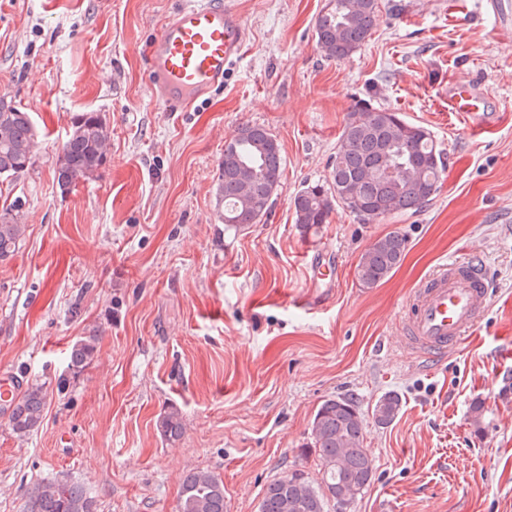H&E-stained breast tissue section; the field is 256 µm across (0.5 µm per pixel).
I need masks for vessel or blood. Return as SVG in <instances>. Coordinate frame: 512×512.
Segmentation results:
<instances>
[{"mask_svg": "<svg viewBox=\"0 0 512 512\" xmlns=\"http://www.w3.org/2000/svg\"><path fill=\"white\" fill-rule=\"evenodd\" d=\"M245 29L225 0H183L152 43L148 60L158 97L170 108L207 95L241 56ZM448 109L472 129L488 127L486 101L467 82L448 89ZM490 289L475 257L440 264L406 302L402 342L435 361L460 345L483 321Z\"/></svg>", "mask_w": 512, "mask_h": 512, "instance_id": "vessel-or-blood-1", "label": "vessel or blood"}]
</instances>
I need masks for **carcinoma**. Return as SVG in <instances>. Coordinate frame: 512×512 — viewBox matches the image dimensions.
<instances>
[{
    "label": "carcinoma",
    "mask_w": 512,
    "mask_h": 512,
    "mask_svg": "<svg viewBox=\"0 0 512 512\" xmlns=\"http://www.w3.org/2000/svg\"><path fill=\"white\" fill-rule=\"evenodd\" d=\"M380 0H329L318 15L315 31L320 49L330 59L343 61L372 35ZM37 131L28 112L0 98V176L18 177L29 170L37 146ZM110 142L106 123L94 112L74 118L55 163L57 184L67 193L77 182L91 180L102 165ZM386 166L398 169L393 179H382ZM447 162L431 132L389 108L354 106L338 138L330 161L328 183H314L293 198L295 223L303 233L329 223L341 207L334 187L344 185L361 202L350 210L360 222H374L396 213L417 211L440 188ZM222 173L216 192L224 203V226L241 231L271 213L272 192L282 176L280 144L266 128L245 125L224 149ZM27 225L16 206L0 210V261L18 253ZM406 239L388 234L372 243L360 256L355 275L362 286L374 288L402 261ZM98 337L83 336L72 346L70 366L82 369L95 358ZM47 402L43 386L33 384L20 394L9 416L20 438L38 431ZM402 400L390 391L376 401L372 416L379 425L391 424ZM161 439L172 445L184 434L183 416L171 405L157 419ZM365 424L352 397L332 396L317 409L306 447L316 453L320 481L314 483L293 470L268 483L259 512H326L329 504L343 509L354 504L374 477L373 459L364 446ZM178 512H224V482L208 470H190L181 482ZM30 512H93V504L79 483L47 481L31 491Z\"/></svg>",
    "instance_id": "obj_1"
}]
</instances>
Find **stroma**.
Masks as SVG:
<instances>
[{
    "instance_id": "35a3bbf8",
    "label": "stroma",
    "mask_w": 512,
    "mask_h": 512,
    "mask_svg": "<svg viewBox=\"0 0 512 512\" xmlns=\"http://www.w3.org/2000/svg\"><path fill=\"white\" fill-rule=\"evenodd\" d=\"M231 2L241 59L172 112L146 50L182 0H0V97L39 132L29 171L0 178V206L19 205L28 226L0 262V375L47 392L29 437L0 414V512H25L43 480L80 483L94 512H176L194 469L223 480L226 512H258L288 471L319 481L302 445L338 395L356 398L375 466L353 512H512V20L485 0H381L369 40L336 61L315 35L328 0ZM454 81L488 98V130L449 112ZM358 103L431 131L447 158L441 187L416 212L363 224L338 209L302 233L291 202L328 180ZM83 112L106 122L109 153L64 194L55 160ZM246 124L276 137L283 175L269 216L231 233L215 188L224 144ZM393 233L407 241L401 264L362 287L361 253ZM471 255L492 286L486 318L423 362L399 342L404 305L440 264ZM319 261L332 282L317 279ZM91 332L95 358L73 371L71 347ZM388 391L402 408L382 427L371 411ZM171 405L185 427L173 446L156 430Z\"/></svg>"
}]
</instances>
